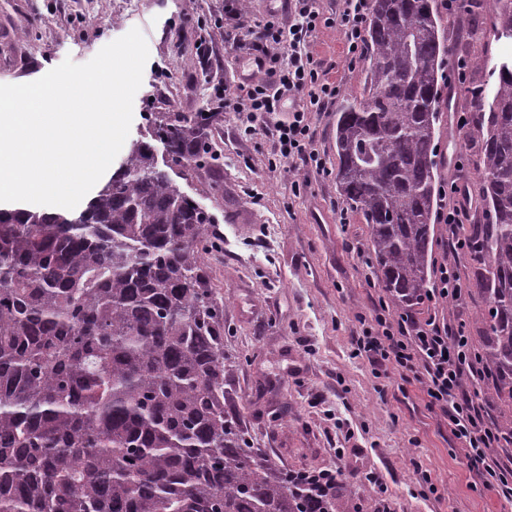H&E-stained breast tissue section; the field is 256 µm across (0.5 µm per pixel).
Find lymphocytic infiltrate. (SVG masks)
Wrapping results in <instances>:
<instances>
[{
  "mask_svg": "<svg viewBox=\"0 0 512 512\" xmlns=\"http://www.w3.org/2000/svg\"><path fill=\"white\" fill-rule=\"evenodd\" d=\"M316 0H291L284 15L255 25H240L225 38L235 50H246L250 74L235 89L218 88L224 107L245 114L244 135H253L265 116L289 111L288 120L276 122L272 135L277 162L298 158L315 171L324 163L314 147L310 115L333 105L339 89L315 60L310 39L322 21ZM368 0H342L332 18L342 30L347 52L360 58L364 51V25ZM355 351L376 367L413 373L431 404L448 421L451 435L465 450L467 467L484 486L512 500V432L493 420L476 387L490 376L472 351L462 330L444 316L432 314L418 321L405 313L390 318L379 307L372 325L354 338ZM508 456H501V449Z\"/></svg>",
  "mask_w": 512,
  "mask_h": 512,
  "instance_id": "1",
  "label": "lymphocytic infiltrate"
}]
</instances>
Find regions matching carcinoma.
Listing matches in <instances>:
<instances>
[{
    "instance_id": "carcinoma-1",
    "label": "carcinoma",
    "mask_w": 512,
    "mask_h": 512,
    "mask_svg": "<svg viewBox=\"0 0 512 512\" xmlns=\"http://www.w3.org/2000/svg\"><path fill=\"white\" fill-rule=\"evenodd\" d=\"M470 36L512 41V0H460ZM435 0H371L361 98L336 110V183L371 229L392 299L429 287L441 68ZM459 92L480 117L484 223L467 256L483 298L486 398L512 407V55ZM212 113L152 136L176 164L210 158ZM213 216L136 141L74 219L0 209V512H343L250 446L226 405L224 310L205 276Z\"/></svg>"
}]
</instances>
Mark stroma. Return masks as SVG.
I'll return each mask as SVG.
<instances>
[{
  "label": "stroma",
  "mask_w": 512,
  "mask_h": 512,
  "mask_svg": "<svg viewBox=\"0 0 512 512\" xmlns=\"http://www.w3.org/2000/svg\"><path fill=\"white\" fill-rule=\"evenodd\" d=\"M225 0H0V84L37 80L64 60L83 64L131 29L144 35L149 58L133 102L129 140L157 112L213 113L206 138L216 159L178 165L162 142L155 160L181 191L213 214L205 272L224 299V355L231 369L226 403L236 411L252 447L281 471L333 469L344 512L375 502L353 464L380 472L391 512H512V501L476 484L464 452L441 412L415 379L372 366L353 353L359 316L386 303L391 317L427 318L430 304L392 301L370 265V227L336 188V111L312 113L316 148L325 162L312 171L293 159L271 167L268 128L243 136L236 113L218 107L213 86L233 84L245 54L224 32L240 20L268 18L274 0H241L239 15ZM207 47V61L198 57ZM312 50L339 100L360 94L365 62L350 59L338 28L319 26ZM465 102L438 132L439 208L453 206L451 183L477 180L475 142L454 132ZM303 181L293 194L292 181ZM461 298L442 314L479 347L482 305L465 255L455 257ZM430 473L436 485L418 483Z\"/></svg>",
  "instance_id": "35a3bbf8"
}]
</instances>
